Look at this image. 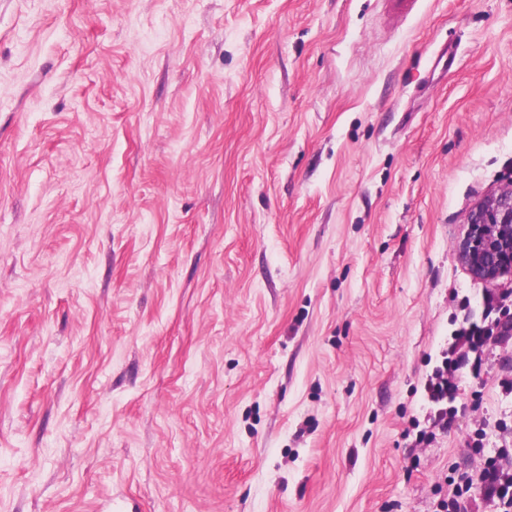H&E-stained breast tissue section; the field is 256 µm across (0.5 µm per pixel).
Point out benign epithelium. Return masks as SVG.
I'll return each mask as SVG.
<instances>
[{
  "mask_svg": "<svg viewBox=\"0 0 512 512\" xmlns=\"http://www.w3.org/2000/svg\"><path fill=\"white\" fill-rule=\"evenodd\" d=\"M457 255L477 281L491 283L512 275V181L470 210ZM497 310L493 335H512V300L500 299Z\"/></svg>",
  "mask_w": 512,
  "mask_h": 512,
  "instance_id": "obj_1",
  "label": "benign epithelium"
}]
</instances>
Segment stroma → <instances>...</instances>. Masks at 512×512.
Wrapping results in <instances>:
<instances>
[{
	"label": "stroma",
	"instance_id": "35a3bbf8",
	"mask_svg": "<svg viewBox=\"0 0 512 512\" xmlns=\"http://www.w3.org/2000/svg\"><path fill=\"white\" fill-rule=\"evenodd\" d=\"M386 3L0 0V512H442L512 451L511 336L425 389L512 290L456 254L512 0Z\"/></svg>",
	"mask_w": 512,
	"mask_h": 512
}]
</instances>
